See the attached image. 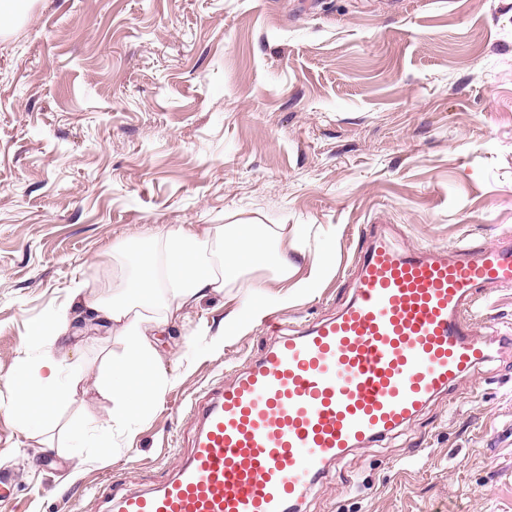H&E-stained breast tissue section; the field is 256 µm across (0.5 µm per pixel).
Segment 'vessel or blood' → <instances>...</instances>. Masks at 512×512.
<instances>
[{"label": "vessel or blood", "mask_w": 512, "mask_h": 512, "mask_svg": "<svg viewBox=\"0 0 512 512\" xmlns=\"http://www.w3.org/2000/svg\"><path fill=\"white\" fill-rule=\"evenodd\" d=\"M350 301L288 331L190 407L193 446L166 480L116 488L98 512H296L330 463L410 423L512 346L479 333L489 285L512 287V244L396 249L368 228Z\"/></svg>", "instance_id": "b4317fda"}]
</instances>
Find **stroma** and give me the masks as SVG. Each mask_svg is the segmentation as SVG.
Instances as JSON below:
<instances>
[{
    "mask_svg": "<svg viewBox=\"0 0 512 512\" xmlns=\"http://www.w3.org/2000/svg\"><path fill=\"white\" fill-rule=\"evenodd\" d=\"M178 224L307 225L331 272L276 310L295 326L350 300L360 226L444 250L512 239V0H24L0 34V512H95L106 478L164 480L192 401L264 354L262 323L212 352L236 301L186 308L153 336L170 386L100 458L72 433L110 422L101 361L123 342L79 333L53 451L14 429L30 325L73 281L120 284L123 247ZM478 320L512 335V288L489 286ZM301 512H512V350L347 454Z\"/></svg>",
    "mask_w": 512,
    "mask_h": 512,
    "instance_id": "1",
    "label": "stroma"
}]
</instances>
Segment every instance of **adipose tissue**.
I'll use <instances>...</instances> for the list:
<instances>
[{"label": "adipose tissue", "instance_id": "adipose-tissue-1", "mask_svg": "<svg viewBox=\"0 0 512 512\" xmlns=\"http://www.w3.org/2000/svg\"><path fill=\"white\" fill-rule=\"evenodd\" d=\"M302 227L294 224H228L222 232L196 230L182 225L140 239V271L124 287L90 289L84 284L70 288L68 304L59 307L46 323L32 333L45 341L39 360L20 359L11 380V411L15 429L24 437L53 429L61 408L73 395L59 376L56 344L67 335L75 309L87 311L98 324L117 330L125 347L118 360L108 361L99 389L112 402L113 422H129L153 411L167 385L159 369V354L150 335L181 311L209 294L223 293L245 274L258 279L239 298V309L224 319L225 337L247 333L275 307H287L310 296L329 271L326 258L317 256L297 263ZM162 243L167 292H160L153 275L151 247ZM144 307L162 308V316L146 325Z\"/></svg>", "mask_w": 512, "mask_h": 512}]
</instances>
